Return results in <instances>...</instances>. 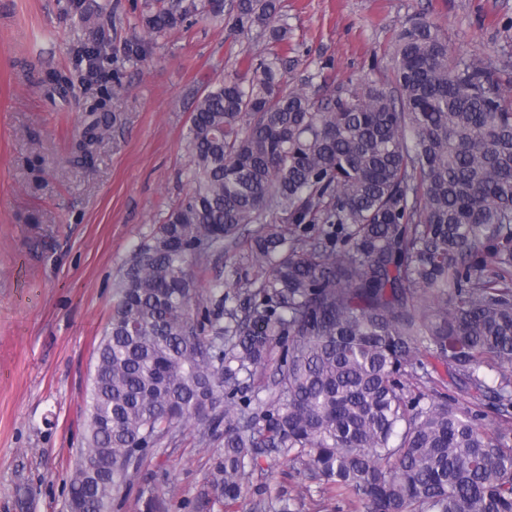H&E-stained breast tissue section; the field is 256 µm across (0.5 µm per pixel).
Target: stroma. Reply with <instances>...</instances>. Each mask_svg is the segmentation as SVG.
Returning a JSON list of instances; mask_svg holds the SVG:
<instances>
[{"label": "stroma", "instance_id": "stroma-1", "mask_svg": "<svg viewBox=\"0 0 512 512\" xmlns=\"http://www.w3.org/2000/svg\"><path fill=\"white\" fill-rule=\"evenodd\" d=\"M144 0H111L112 52L142 36ZM66 0H0V512H68L66 481L83 445L95 350L131 250L191 188L186 138L204 89L245 58L289 47L288 86L329 94L349 80L389 83L398 33L436 24L455 56L493 62L512 87V0H280L285 44L232 13L153 38L145 60L94 84L72 47L84 29ZM72 81L50 103L48 76ZM111 97L121 122L92 168L63 164L86 112ZM223 440L186 425L151 449L118 512H140L141 492L168 512H191ZM263 454L230 512H316V485L292 469L265 480Z\"/></svg>", "mask_w": 512, "mask_h": 512}]
</instances>
